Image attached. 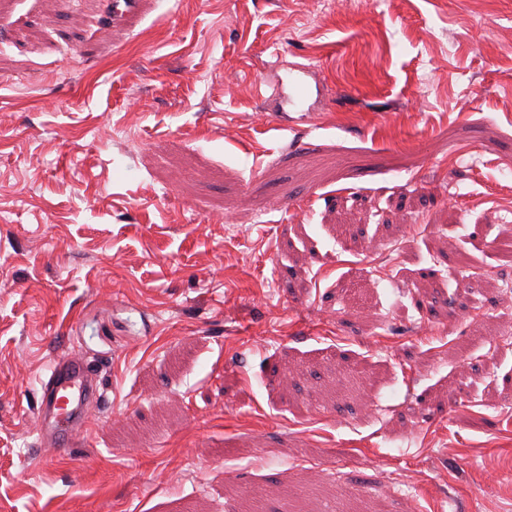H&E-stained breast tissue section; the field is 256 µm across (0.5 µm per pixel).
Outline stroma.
<instances>
[{
    "label": "stroma",
    "instance_id": "obj_1",
    "mask_svg": "<svg viewBox=\"0 0 512 512\" xmlns=\"http://www.w3.org/2000/svg\"><path fill=\"white\" fill-rule=\"evenodd\" d=\"M111 9L0 0V512H512V0ZM101 397L99 384L79 357L57 359L43 384L36 431L40 446L69 452L87 432L90 409Z\"/></svg>",
    "mask_w": 512,
    "mask_h": 512
}]
</instances>
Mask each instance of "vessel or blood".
Listing matches in <instances>:
<instances>
[{"instance_id": "vessel-or-blood-1", "label": "vessel or blood", "mask_w": 512, "mask_h": 512, "mask_svg": "<svg viewBox=\"0 0 512 512\" xmlns=\"http://www.w3.org/2000/svg\"><path fill=\"white\" fill-rule=\"evenodd\" d=\"M306 66H297V79L288 89L272 85V96H284L287 104L305 101L308 90L302 81ZM102 397L99 384L90 377L84 362L76 356L57 359L43 384L40 410L37 416V435L40 445L53 448L55 453L70 451L84 436L90 410Z\"/></svg>"}]
</instances>
